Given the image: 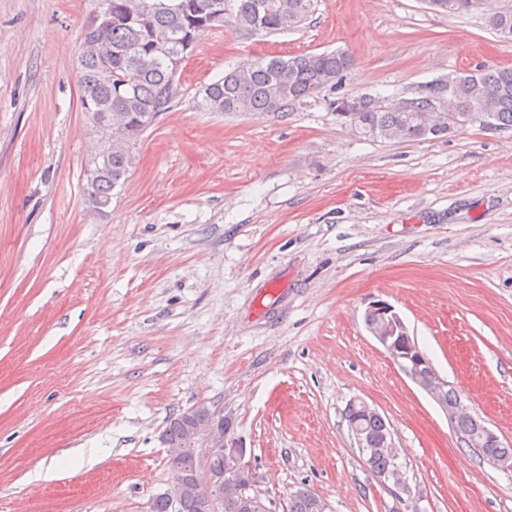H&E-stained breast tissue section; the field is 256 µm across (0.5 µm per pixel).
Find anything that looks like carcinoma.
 <instances>
[{"instance_id":"1","label":"carcinoma","mask_w":512,"mask_h":512,"mask_svg":"<svg viewBox=\"0 0 512 512\" xmlns=\"http://www.w3.org/2000/svg\"><path fill=\"white\" fill-rule=\"evenodd\" d=\"M112 27L98 41L112 52V80L103 77L95 56H80V84L85 109L99 134L100 122L109 118L112 139H101V147L90 163L97 177L87 182L89 201L99 209L112 199V190L132 167L133 144L127 134L142 135L166 111L177 95V79L171 58L183 52L185 40L196 44L208 31L229 25L249 35H274L296 29L316 10L317 0H108ZM434 10L464 13L489 4V0H426ZM491 27L512 40V7L495 8ZM354 66L345 52L305 55H274L250 59L242 64V76L232 70L204 87L201 107L206 112L228 115L264 114L283 117L308 99H316L327 87H335ZM358 108L337 116L351 132L364 140L418 141L448 134V123L424 130V119L435 108L455 112L459 128L512 129V68L451 74L425 86L402 109L384 98L357 96ZM204 420L199 410L182 412L165 427L168 442L179 445L185 437L183 418ZM345 417L358 420L363 432L362 453L371 472L379 477L397 467L379 442L386 425L376 413H365L350 405ZM462 442L468 448L479 440L477 419L463 415L457 421ZM208 489L202 483L185 489L179 512H208ZM321 497L302 486L288 497L284 512H322ZM222 512H263L259 503L241 499L234 487L224 488Z\"/></svg>"}]
</instances>
